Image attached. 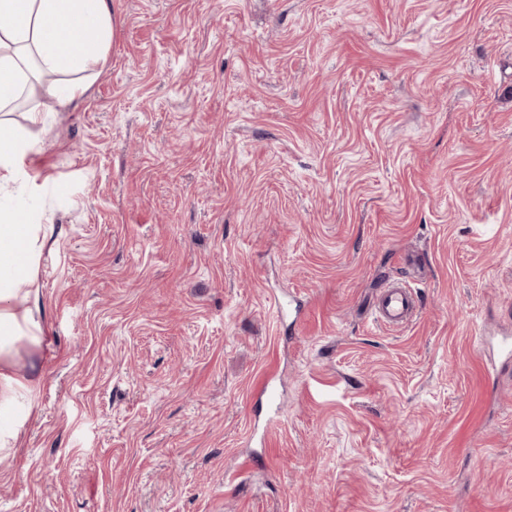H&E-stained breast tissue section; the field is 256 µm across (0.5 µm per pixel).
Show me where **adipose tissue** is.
Returning a JSON list of instances; mask_svg holds the SVG:
<instances>
[{
    "label": "adipose tissue",
    "instance_id": "ef3b65f1",
    "mask_svg": "<svg viewBox=\"0 0 512 512\" xmlns=\"http://www.w3.org/2000/svg\"><path fill=\"white\" fill-rule=\"evenodd\" d=\"M110 37L107 0H0V112L25 93L78 102ZM38 240L34 225L0 214V417L34 382L16 368L19 347H51L30 286Z\"/></svg>",
    "mask_w": 512,
    "mask_h": 512
}]
</instances>
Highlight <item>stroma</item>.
<instances>
[{
    "label": "stroma",
    "mask_w": 512,
    "mask_h": 512,
    "mask_svg": "<svg viewBox=\"0 0 512 512\" xmlns=\"http://www.w3.org/2000/svg\"><path fill=\"white\" fill-rule=\"evenodd\" d=\"M111 8L77 105L8 116L53 352L0 512H512V0ZM418 308V302L409 290L402 286H389L374 306L373 318L387 329H399L414 318Z\"/></svg>",
    "instance_id": "35a3bbf8"
}]
</instances>
